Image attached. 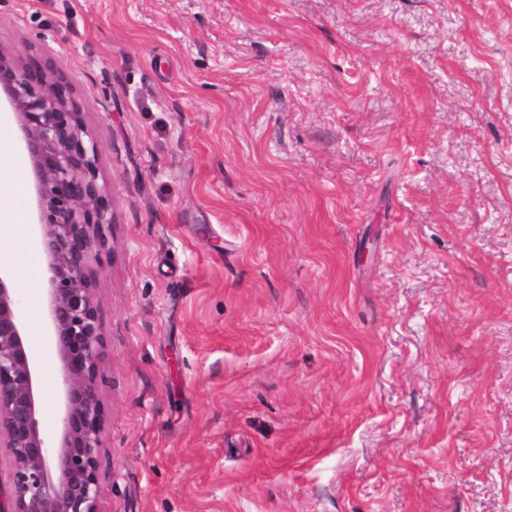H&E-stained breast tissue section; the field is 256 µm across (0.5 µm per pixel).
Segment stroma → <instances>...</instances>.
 Masks as SVG:
<instances>
[{
    "instance_id": "stroma-1",
    "label": "stroma",
    "mask_w": 512,
    "mask_h": 512,
    "mask_svg": "<svg viewBox=\"0 0 512 512\" xmlns=\"http://www.w3.org/2000/svg\"><path fill=\"white\" fill-rule=\"evenodd\" d=\"M0 48L112 198L99 512H512V0H0Z\"/></svg>"
}]
</instances>
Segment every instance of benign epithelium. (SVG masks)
<instances>
[{"label": "benign epithelium", "mask_w": 512, "mask_h": 512, "mask_svg": "<svg viewBox=\"0 0 512 512\" xmlns=\"http://www.w3.org/2000/svg\"><path fill=\"white\" fill-rule=\"evenodd\" d=\"M0 93L34 173L33 239L45 264V326L59 362L57 437L40 421L39 365L13 272L0 269V447L10 452V507L0 512H98L102 334L89 264L113 223L94 145L73 85L53 66L0 51Z\"/></svg>", "instance_id": "benign-epithelium-1"}]
</instances>
